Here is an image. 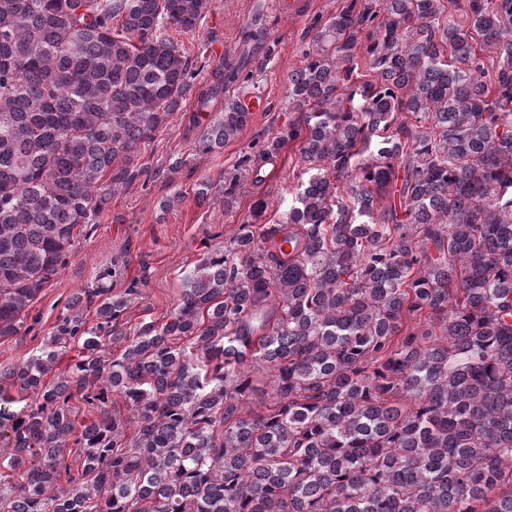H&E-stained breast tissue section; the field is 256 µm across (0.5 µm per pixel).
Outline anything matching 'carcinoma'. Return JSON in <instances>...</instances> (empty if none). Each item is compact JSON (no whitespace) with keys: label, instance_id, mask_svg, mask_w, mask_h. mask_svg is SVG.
Returning <instances> with one entry per match:
<instances>
[{"label":"carcinoma","instance_id":"1","mask_svg":"<svg viewBox=\"0 0 512 512\" xmlns=\"http://www.w3.org/2000/svg\"><path fill=\"white\" fill-rule=\"evenodd\" d=\"M205 8L0 0V337L195 89L170 30ZM244 67L199 92L224 103L200 152L246 126L225 97ZM288 98L263 154L296 143L315 170L293 251L242 225L132 335L135 284L74 295L45 349L0 368V512H512V0H351ZM256 366L273 401L243 416ZM114 392L127 419H76L72 399Z\"/></svg>","mask_w":512,"mask_h":512}]
</instances>
